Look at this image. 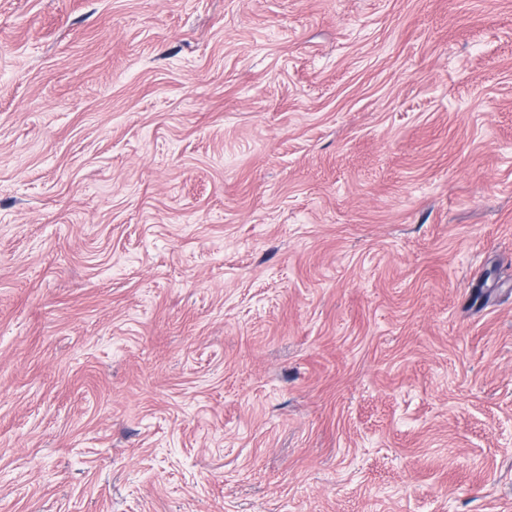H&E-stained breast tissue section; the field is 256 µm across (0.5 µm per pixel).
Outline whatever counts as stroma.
<instances>
[{"label":"stroma","mask_w":512,"mask_h":512,"mask_svg":"<svg viewBox=\"0 0 512 512\" xmlns=\"http://www.w3.org/2000/svg\"><path fill=\"white\" fill-rule=\"evenodd\" d=\"M0 512H512V0H0Z\"/></svg>","instance_id":"35a3bbf8"}]
</instances>
